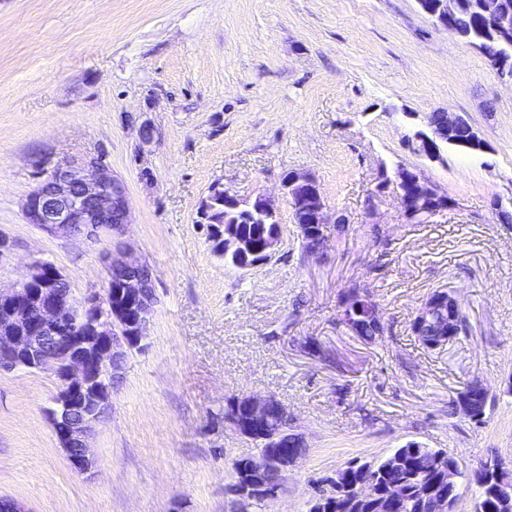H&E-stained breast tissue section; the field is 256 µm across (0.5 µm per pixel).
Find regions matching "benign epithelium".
I'll use <instances>...</instances> for the list:
<instances>
[{"instance_id": "obj_1", "label": "benign epithelium", "mask_w": 512, "mask_h": 512, "mask_svg": "<svg viewBox=\"0 0 512 512\" xmlns=\"http://www.w3.org/2000/svg\"><path fill=\"white\" fill-rule=\"evenodd\" d=\"M420 9L436 19L449 34L468 39L449 26L466 0H417ZM480 18L491 29L512 33V14H503L502 0H476ZM498 77L512 84V53L507 51L492 59ZM448 134L463 131L469 136L465 147L483 152L487 144L462 115L440 113ZM37 183L23 203L28 224H34L55 237L83 235L96 238L101 233L122 236L131 223V208L126 182L113 171L104 154L88 155L80 161L42 158L35 163ZM396 189L405 218H410L431 200L445 193L422 178L417 171L399 165ZM280 192L291 210L293 224L304 236L325 239V226L332 223L317 177L304 170H290L280 181ZM231 204L252 208L251 216L273 228L264 235L261 247L236 235L233 230L214 226L211 243L219 253L244 257L249 270L271 261L282 240L280 214L271 199L258 195L244 201L215 183L202 199L197 223H210L213 204ZM112 297L90 293L75 298L71 288H60L64 275L52 263L33 262L24 281L8 288L0 287V370L17 367L33 371H50L60 381V388L50 411V421L71 468L87 473L95 465L89 436L93 425L110 406L115 387L129 352L142 348L151 326L157 302L155 283L148 264L133 257L130 249L119 246L103 257ZM460 304L456 293L436 290L416 313L423 335L417 337L431 346L436 315H448L440 322L445 334L453 337L459 325L450 313L451 305ZM489 392L479 380L457 394L456 406L467 416L477 418L485 410ZM242 403L245 420L226 414L236 431L265 450L264 464L254 462L239 466L234 492L243 504L261 502L276 496L282 481L306 450L305 437L294 433L295 418L275 396L244 394L235 398ZM438 470L448 479V492L455 494L459 462L455 455L437 457ZM325 493L312 500V512H333L336 499L355 497L359 491L342 484L340 476L324 483ZM404 494L394 485L374 496V512H390Z\"/></svg>"}]
</instances>
